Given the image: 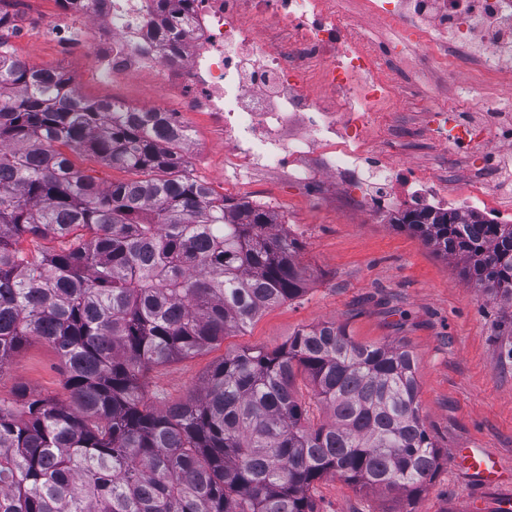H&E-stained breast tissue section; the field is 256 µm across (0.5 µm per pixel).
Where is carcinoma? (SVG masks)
<instances>
[{"label": "carcinoma", "instance_id": "1", "mask_svg": "<svg viewBox=\"0 0 512 512\" xmlns=\"http://www.w3.org/2000/svg\"><path fill=\"white\" fill-rule=\"evenodd\" d=\"M5 29L0 14V370L42 340L68 398H0V512H316L329 474L424 487L439 455L413 355L334 322L229 351L199 394L145 405L148 370L306 292L301 245L271 211L184 173L176 113L89 101L62 71L15 57ZM83 154L136 178L102 186L72 160ZM398 224L512 305V224L431 210ZM28 238L60 246L35 257Z\"/></svg>", "mask_w": 512, "mask_h": 512}]
</instances>
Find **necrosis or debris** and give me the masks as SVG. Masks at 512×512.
Here are the masks:
<instances>
[{"mask_svg": "<svg viewBox=\"0 0 512 512\" xmlns=\"http://www.w3.org/2000/svg\"><path fill=\"white\" fill-rule=\"evenodd\" d=\"M151 6L82 0L71 16L51 0H0L18 12L19 28H43L61 55L92 72L115 82L152 75L154 111L207 114L224 140V174L239 184L325 185L360 221L445 207L512 222V201L494 180L447 183L385 152L403 96L381 62L384 45L359 28L366 18L394 23L414 61L463 79L470 101L492 112L490 86L512 55V0H168L165 18L185 33L174 45ZM420 110L448 153L512 148V124L466 123L431 97Z\"/></svg>", "mask_w": 512, "mask_h": 512, "instance_id": "obj_1", "label": "necrosis or debris"}]
</instances>
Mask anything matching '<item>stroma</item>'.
I'll list each match as a JSON object with an SVG mask.
<instances>
[{
  "instance_id": "1",
  "label": "stroma",
  "mask_w": 512,
  "mask_h": 512,
  "mask_svg": "<svg viewBox=\"0 0 512 512\" xmlns=\"http://www.w3.org/2000/svg\"><path fill=\"white\" fill-rule=\"evenodd\" d=\"M11 44L29 65L64 71L87 99L139 107L152 98L148 82L113 84L90 73L81 59L61 56L43 35L24 34ZM383 65L406 91L391 157L459 181L479 177V156H446L417 111L423 95L451 102L460 98L461 86L416 72L393 52ZM187 126L192 136L188 175L223 191V139L204 114L189 115ZM240 197L280 202L276 220L301 244L298 259L312 274L309 287L302 297L261 313L246 333L226 337L202 354L153 368L146 377L148 404L161 409L186 399L228 351L272 350L300 328L333 321L355 341L401 345L412 352L418 400L440 466L413 495L361 490L326 476L313 490L318 512H495L502 499H512V359L507 356L512 350V310L463 280L455 259L436 254L397 225L396 213L355 224L336 212L317 189L282 180L246 186ZM64 383L59 355L38 340L0 369L4 399L24 387L63 400L68 396ZM455 448L497 453L504 465L502 483L492 490L475 486L455 466Z\"/></svg>"
}]
</instances>
